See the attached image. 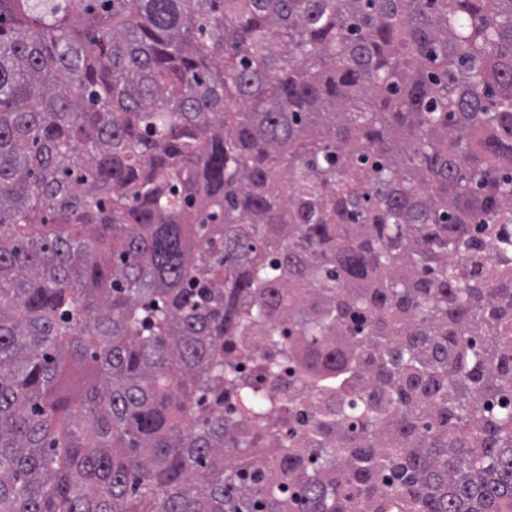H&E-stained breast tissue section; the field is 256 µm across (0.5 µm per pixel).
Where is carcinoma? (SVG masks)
Returning <instances> with one entry per match:
<instances>
[{"mask_svg":"<svg viewBox=\"0 0 512 512\" xmlns=\"http://www.w3.org/2000/svg\"><path fill=\"white\" fill-rule=\"evenodd\" d=\"M0 512H512V0H0Z\"/></svg>","mask_w":512,"mask_h":512,"instance_id":"cac0c4a2","label":"carcinoma"}]
</instances>
